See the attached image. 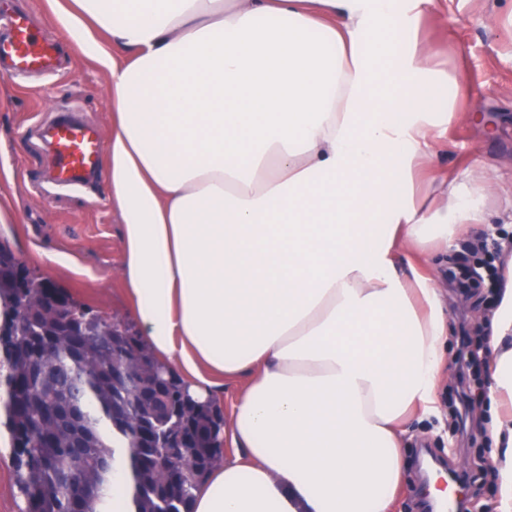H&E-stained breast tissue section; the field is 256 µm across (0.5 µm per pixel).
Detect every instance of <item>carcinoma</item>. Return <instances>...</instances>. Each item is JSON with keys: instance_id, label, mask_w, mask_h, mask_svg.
<instances>
[{"instance_id": "cac0c4a2", "label": "carcinoma", "mask_w": 512, "mask_h": 512, "mask_svg": "<svg viewBox=\"0 0 512 512\" xmlns=\"http://www.w3.org/2000/svg\"><path fill=\"white\" fill-rule=\"evenodd\" d=\"M0 385L24 512H100L119 438L134 512H191L223 458L216 405L194 401L128 326L31 276L3 244ZM172 467L181 477L166 484Z\"/></svg>"}]
</instances>
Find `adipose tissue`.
I'll return each instance as SVG.
<instances>
[{
    "label": "adipose tissue",
    "mask_w": 512,
    "mask_h": 512,
    "mask_svg": "<svg viewBox=\"0 0 512 512\" xmlns=\"http://www.w3.org/2000/svg\"><path fill=\"white\" fill-rule=\"evenodd\" d=\"M435 0H53L108 77L122 294L197 402L242 381L193 512H393L434 411L431 272L487 178L434 164L446 118L409 14ZM386 48L389 66L377 51ZM424 169L445 200L418 196ZM484 350L496 512H512V263Z\"/></svg>",
    "instance_id": "obj_1"
}]
</instances>
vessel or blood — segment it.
<instances>
[{"label":"vessel or blood","instance_id":"b4317fda","mask_svg":"<svg viewBox=\"0 0 512 512\" xmlns=\"http://www.w3.org/2000/svg\"><path fill=\"white\" fill-rule=\"evenodd\" d=\"M58 54L57 43L34 28L26 13L13 14L8 31L0 34V64L11 80L21 81L34 73L55 76ZM41 135L52 155L46 178L49 187L78 188L99 178L104 141L95 127L64 113L46 123Z\"/></svg>","mask_w":512,"mask_h":512}]
</instances>
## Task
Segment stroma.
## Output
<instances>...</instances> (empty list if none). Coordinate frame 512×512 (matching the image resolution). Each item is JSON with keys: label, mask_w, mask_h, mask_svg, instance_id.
<instances>
[{"label": "stroma", "mask_w": 512, "mask_h": 512, "mask_svg": "<svg viewBox=\"0 0 512 512\" xmlns=\"http://www.w3.org/2000/svg\"><path fill=\"white\" fill-rule=\"evenodd\" d=\"M438 11L414 18L411 34L434 51L432 66L459 85L451 104V121L435 130L436 162L446 172L472 173L499 181L501 190L486 200L488 221L465 227L456 248L438 256L434 272L450 314L448 365L438 389L437 409L412 426L402 451L408 481L399 491L397 512H428L426 491L430 472L461 471L478 475L466 486L468 512H494L488 470L492 446L490 412L479 405L459 426L452 398L459 384L483 387V368L466 367L458 355L459 318L468 309V327L486 335L492 316L491 297L471 288L458 298L449 273L474 271L492 263L502 268L505 244H512V0H438ZM27 10L45 35L62 42L61 73L52 79L34 74L15 82L0 76V202L7 203L16 223L0 224V242L8 245L35 276L65 288L94 313L131 323L122 300L118 266L122 255L120 218L107 181L91 190H50L44 180L49 157L40 137V124L57 112L70 110L111 131L107 79L73 44L62 41L47 0H10ZM53 252L76 258L81 274L64 265L38 262L37 254ZM9 434L0 435V512H23Z\"/></svg>", "instance_id": "obj_1"}]
</instances>
